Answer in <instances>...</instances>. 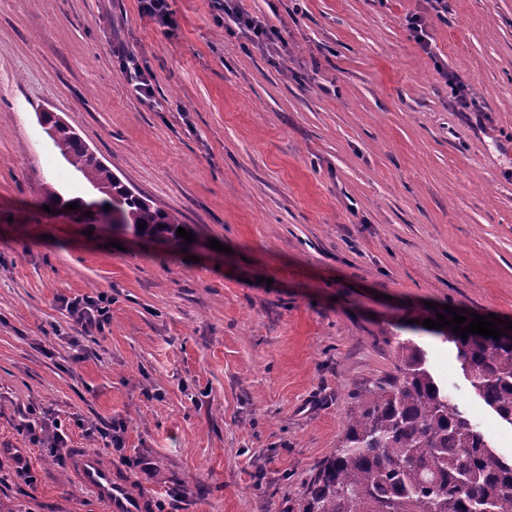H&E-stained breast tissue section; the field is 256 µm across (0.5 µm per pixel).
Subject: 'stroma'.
Instances as JSON below:
<instances>
[{
  "instance_id": "1",
  "label": "stroma",
  "mask_w": 512,
  "mask_h": 512,
  "mask_svg": "<svg viewBox=\"0 0 512 512\" xmlns=\"http://www.w3.org/2000/svg\"><path fill=\"white\" fill-rule=\"evenodd\" d=\"M242 6L284 48L220 25L224 0H171V31L138 0H0V512H105L47 426L165 512H291L407 338L512 456L455 344L407 327L429 301L512 321V0H449L444 21L424 0ZM43 110L192 244L42 210L46 182L91 194ZM100 294L108 321L77 335L69 302ZM121 60V73L124 75L127 84L132 86L135 94L145 100L152 98L153 75L140 64L134 53H123Z\"/></svg>"
}]
</instances>
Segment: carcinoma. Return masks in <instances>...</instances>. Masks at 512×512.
I'll return each mask as SVG.
<instances>
[{
  "mask_svg": "<svg viewBox=\"0 0 512 512\" xmlns=\"http://www.w3.org/2000/svg\"><path fill=\"white\" fill-rule=\"evenodd\" d=\"M46 123L55 129L51 140L59 154L100 206L91 211L81 197L68 200L52 183L41 186V204L63 209L75 203V213L84 218L91 212L86 218L92 223L180 240L178 215L130 189L77 133L49 116ZM429 332L455 344L475 394L512 425V338L470 333L464 339L449 326ZM395 358V373L356 394L343 437L293 512H499L512 499V458L499 454L448 397L420 346L403 340Z\"/></svg>",
  "mask_w": 512,
  "mask_h": 512,
  "instance_id": "obj_1",
  "label": "carcinoma"
}]
</instances>
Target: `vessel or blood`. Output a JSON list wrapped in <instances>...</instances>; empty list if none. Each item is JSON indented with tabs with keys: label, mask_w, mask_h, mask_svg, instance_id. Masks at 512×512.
I'll return each instance as SVG.
<instances>
[{
	"label": "vessel or blood",
	"mask_w": 512,
	"mask_h": 512,
	"mask_svg": "<svg viewBox=\"0 0 512 512\" xmlns=\"http://www.w3.org/2000/svg\"><path fill=\"white\" fill-rule=\"evenodd\" d=\"M74 479L106 506L107 512H145L147 503L103 456L79 448L70 461Z\"/></svg>",
	"instance_id": "b4317fda"
}]
</instances>
